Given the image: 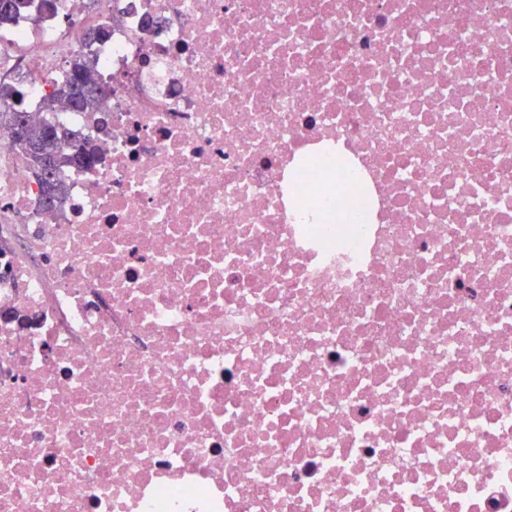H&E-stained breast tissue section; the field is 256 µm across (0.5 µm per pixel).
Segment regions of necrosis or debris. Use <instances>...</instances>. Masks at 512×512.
I'll use <instances>...</instances> for the list:
<instances>
[{"label":"necrosis or debris","instance_id":"1","mask_svg":"<svg viewBox=\"0 0 512 512\" xmlns=\"http://www.w3.org/2000/svg\"><path fill=\"white\" fill-rule=\"evenodd\" d=\"M18 72L98 161L0 130V512H512V0H31ZM103 90L94 65L86 54L70 57L64 76L53 81V91L44 98L43 109L52 111L59 100H64L74 110H87L100 99ZM22 92L19 86L0 82V126L7 128L13 143L27 157L41 188L39 204L57 208L63 201V190L55 176L58 168L66 164L89 165L94 155L84 146L74 142L72 134L53 125L33 126L26 112L10 106V101L20 104ZM24 123L23 132L15 137L13 129ZM66 147H70L66 150Z\"/></svg>","mask_w":512,"mask_h":512}]
</instances>
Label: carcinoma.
<instances>
[{"label":"carcinoma","mask_w":512,"mask_h":512,"mask_svg":"<svg viewBox=\"0 0 512 512\" xmlns=\"http://www.w3.org/2000/svg\"><path fill=\"white\" fill-rule=\"evenodd\" d=\"M26 0H0V27L9 25ZM101 82L94 65L85 54L70 57L64 76L53 81V91L44 98L43 109L51 111L58 101L64 100L74 110L91 108L102 96ZM20 87L0 82V104L21 102ZM23 126V132L12 137L13 143L27 157L41 188L39 204L57 208L63 201V190L56 180V171L66 164L89 165L94 155L74 142L72 134L53 125L34 126L26 112L18 108L0 110V126L13 130Z\"/></svg>","instance_id":"carcinoma-1"}]
</instances>
